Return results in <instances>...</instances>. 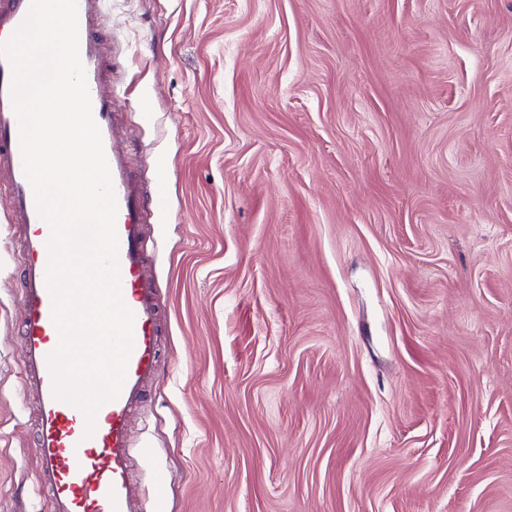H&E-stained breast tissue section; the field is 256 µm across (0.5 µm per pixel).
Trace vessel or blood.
<instances>
[{
	"mask_svg": "<svg viewBox=\"0 0 512 512\" xmlns=\"http://www.w3.org/2000/svg\"><path fill=\"white\" fill-rule=\"evenodd\" d=\"M105 6L106 0H77L79 52L112 176L121 296L134 314V324L122 391L118 398L102 405L91 420L54 394L48 358L59 343V332L46 284L51 228L40 216L23 172L19 122L12 108L11 64L0 56V177L10 196L9 221L18 227L16 248L22 265L21 389L37 403L34 478L48 501V512H144L131 476L129 419L133 409L145 401L158 373L162 328L156 285L145 272L149 209L143 199L152 196L153 209L164 210L168 190L160 178L145 186L127 153L115 145L112 100L117 87L109 74L101 39ZM29 7L30 0H0V43L10 39Z\"/></svg>",
	"mask_w": 512,
	"mask_h": 512,
	"instance_id": "1",
	"label": "vessel or blood"
}]
</instances>
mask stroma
I'll return each instance as SVG.
<instances>
[{
    "label": "stroma",
    "mask_w": 512,
    "mask_h": 512,
    "mask_svg": "<svg viewBox=\"0 0 512 512\" xmlns=\"http://www.w3.org/2000/svg\"><path fill=\"white\" fill-rule=\"evenodd\" d=\"M103 39L169 188L146 512H512V0H108ZM8 213L0 512H46Z\"/></svg>",
    "instance_id": "35a3bbf8"
}]
</instances>
